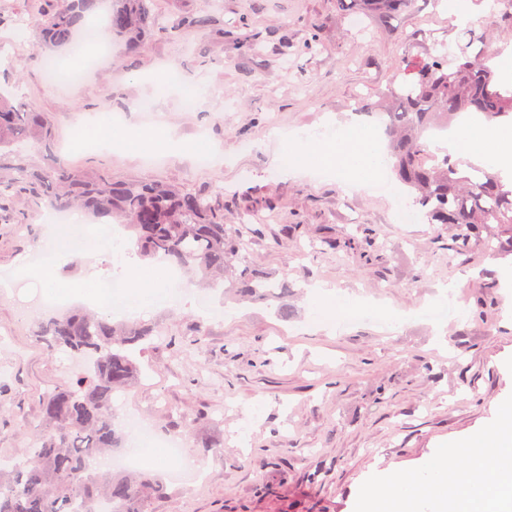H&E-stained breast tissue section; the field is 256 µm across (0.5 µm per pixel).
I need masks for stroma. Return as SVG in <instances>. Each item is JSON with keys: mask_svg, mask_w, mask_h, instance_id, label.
Here are the masks:
<instances>
[{"mask_svg": "<svg viewBox=\"0 0 512 512\" xmlns=\"http://www.w3.org/2000/svg\"><path fill=\"white\" fill-rule=\"evenodd\" d=\"M44 3L0 0V81L54 119L61 157L115 182L189 192L216 184L228 198L274 199L260 233L231 209L224 222L242 241L234 265L287 278L289 319L273 301L225 300L223 288H202L189 272L177 305L138 315L155 333L134 353L138 382L113 394L112 409L141 416L204 467L192 490L169 484L156 512H356L387 471L421 468L436 449L491 428L499 403L512 399V256L456 254L452 226L396 223L394 195L321 174L319 160L308 175L273 164L287 131L351 124L387 143L379 102L404 55L453 46L464 19L448 0H416L387 23L350 18L336 0H153L158 24L189 13L215 24L159 34L132 58L111 46L77 87L50 85L34 62ZM22 19L29 28L17 43ZM169 62L182 86L205 88L194 109L184 108L182 86L151 88ZM146 99L153 111L138 110ZM101 115L117 121L115 147L87 145ZM156 129L173 142L130 148ZM201 139L218 163L197 162ZM51 221L21 196L0 210V273L18 276L0 295V461L23 457L43 426V395L72 374L67 351L48 348L35 334L40 314L25 309L42 289L28 258ZM316 285L352 310L316 322ZM202 295L211 313L198 308Z\"/></svg>", "mask_w": 512, "mask_h": 512, "instance_id": "1", "label": "stroma"}]
</instances>
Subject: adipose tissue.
<instances>
[{
  "instance_id": "adipose-tissue-1",
  "label": "adipose tissue",
  "mask_w": 512,
  "mask_h": 512,
  "mask_svg": "<svg viewBox=\"0 0 512 512\" xmlns=\"http://www.w3.org/2000/svg\"><path fill=\"white\" fill-rule=\"evenodd\" d=\"M288 169L302 172L308 155L321 151L327 166L341 165L351 176L382 165L379 146L374 140L352 141L330 136L317 139L310 135L290 134ZM456 158L501 161L512 154V127L487 129L484 138L450 133L445 143ZM512 401L498 407L495 427L487 432L457 440L441 448L418 470L389 475L381 487L369 491L360 504V512H464L489 489L506 484L512 478ZM481 467L478 482L462 476L464 464Z\"/></svg>"
}]
</instances>
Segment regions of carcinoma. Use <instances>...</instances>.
<instances>
[{"instance_id":"carcinoma-1","label":"carcinoma","mask_w":512,"mask_h":512,"mask_svg":"<svg viewBox=\"0 0 512 512\" xmlns=\"http://www.w3.org/2000/svg\"><path fill=\"white\" fill-rule=\"evenodd\" d=\"M36 22L42 45H78L85 13L97 0H48ZM153 0H110L106 30L129 56L137 55L157 28ZM415 0H336L340 11L361 10L388 20L412 8ZM208 13L186 15L167 28L169 33L208 30ZM512 35V17H484L460 32L451 54L406 55L398 64L389 94L387 157L399 181L409 188L412 204L431 224L456 229L452 249L471 251L472 239L489 224L498 225V244L489 257L512 254V178L472 162L460 167L450 157L438 158L427 144V133L448 125L464 113L490 122L512 123V84L496 78L489 62L502 49L493 48L494 33ZM34 140L40 161L19 150L17 142ZM0 200L9 194L27 197L35 208L46 204L64 213L80 208L101 224L117 220L131 230L141 257L162 258L179 269L194 271L199 280L215 283L232 278L243 297L279 299L280 317L289 316L288 281L274 292L270 277L250 266L235 268L239 249L224 227V188L186 192L174 184L114 182L99 171L79 169L62 160L56 148L53 119L15 103L10 84L0 88ZM47 343L78 355L93 354L90 369L72 375L64 386L42 399L45 429L34 434L24 460L0 470V512H152L167 498L164 481L145 472H90L97 455L122 447L112 395L130 384L138 367L131 347L153 335L138 322L114 323L107 317L68 312L39 324Z\"/></svg>"}]
</instances>
